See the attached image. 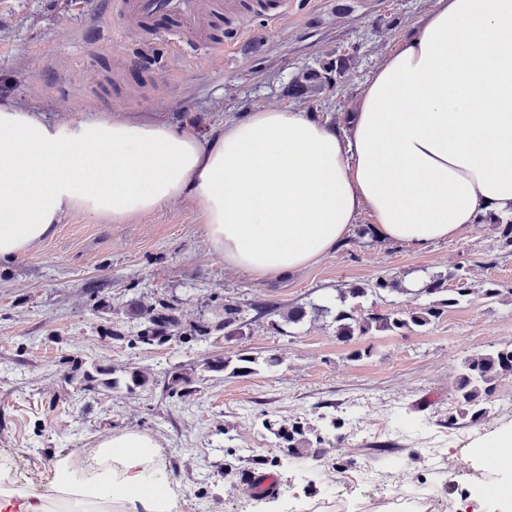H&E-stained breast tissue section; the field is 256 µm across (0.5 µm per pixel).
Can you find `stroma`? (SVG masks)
<instances>
[{"mask_svg": "<svg viewBox=\"0 0 512 512\" xmlns=\"http://www.w3.org/2000/svg\"><path fill=\"white\" fill-rule=\"evenodd\" d=\"M109 2L0 0V98L56 121L123 112L203 141L227 119L271 108H297L341 128L377 67L432 6L293 0L276 26L261 14L243 16L250 37L235 56H179L158 36L152 59L134 67L124 58L137 41L110 23ZM339 54L351 63L333 87L303 103L289 97L295 76ZM371 222L361 214L356 230L318 264L255 281L211 251L190 203L126 224L67 215L52 237L0 265V452L41 487L53 479L58 456L82 472L104 437L146 431L163 446L181 512H260L264 501L275 512H307L338 497L357 499L337 488L340 473L362 476L374 493L436 495V512H448L452 484L464 490L481 481L495 502L500 472L490 461L475 463L471 475L452 462L459 449L512 434V379L480 421L452 426L448 413L465 360L512 347V250L480 221L424 248L359 238L358 228ZM459 268L475 285L494 282L498 296L465 297L416 331L374 330L343 345L328 317L280 330L266 317L231 341L218 328L228 300L307 306L380 277L407 288L361 298L362 312H409L430 301L410 281L444 279ZM159 298L176 301L184 332L139 343L132 307ZM202 320L210 334L190 337ZM241 354L258 358L255 373L200 368L204 359ZM271 356L276 364H268ZM190 367L193 393L169 397L168 377ZM139 370L150 373L148 385L106 388ZM294 422L340 443L317 456H289L268 427ZM358 426L363 438L349 442ZM254 469L275 474L279 491L256 498L247 482Z\"/></svg>", "mask_w": 512, "mask_h": 512, "instance_id": "1", "label": "stroma"}]
</instances>
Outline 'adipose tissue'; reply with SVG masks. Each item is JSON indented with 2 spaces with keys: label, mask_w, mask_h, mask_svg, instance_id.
Listing matches in <instances>:
<instances>
[{
  "label": "adipose tissue",
  "mask_w": 512,
  "mask_h": 512,
  "mask_svg": "<svg viewBox=\"0 0 512 512\" xmlns=\"http://www.w3.org/2000/svg\"><path fill=\"white\" fill-rule=\"evenodd\" d=\"M191 202L212 251L256 279L318 263L369 213L418 248L512 214V0H436L338 131L265 109L203 141L119 112L67 121L0 100V262L78 212L125 224ZM0 512H180L159 441H101L90 476L59 457L48 494L0 482Z\"/></svg>",
  "instance_id": "ef3b65f1"
}]
</instances>
